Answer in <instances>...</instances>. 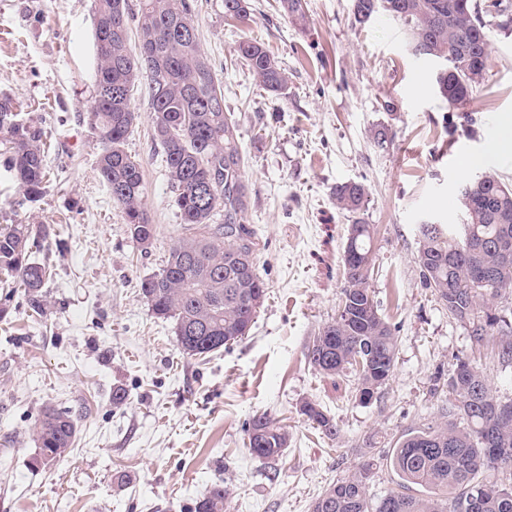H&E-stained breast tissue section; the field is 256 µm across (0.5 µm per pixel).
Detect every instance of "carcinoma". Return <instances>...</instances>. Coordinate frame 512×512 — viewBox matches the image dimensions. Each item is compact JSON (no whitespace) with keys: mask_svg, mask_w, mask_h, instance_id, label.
Returning a JSON list of instances; mask_svg holds the SVG:
<instances>
[{"mask_svg":"<svg viewBox=\"0 0 512 512\" xmlns=\"http://www.w3.org/2000/svg\"><path fill=\"white\" fill-rule=\"evenodd\" d=\"M118 0H93L97 90L87 123L101 144L97 167L124 213L133 242L147 251L156 237L142 203L141 164L125 151L137 121L130 103L115 95L142 79L147 81L153 138L166 157L173 202L185 236L174 243L160 271L141 283L153 314L175 323L178 345L189 357H202L248 335L257 309L255 296H266L256 272L255 232L243 224L249 193L238 126L226 112L214 111L209 99L222 94L210 60L181 28L193 23L189 0H140L137 44L118 38L112 29ZM354 19L364 23L386 14L405 27L412 54L440 63L435 82L448 105L462 110L484 80L490 44L489 19L508 13L503 0H353ZM251 0H224V14L249 19ZM264 89L283 95L288 76L258 42L242 40L235 48ZM9 99L0 100V140L9 144L7 167L25 197L43 195L47 170L41 128L17 120ZM212 185L205 200L197 188ZM481 189L480 201L463 204L464 224L427 223L419 228V264L430 288L452 317L465 313L482 325L476 345L497 337L498 363L512 366V310L499 301L512 293V262L500 261L496 243L512 248V185L493 175L470 181ZM336 205L350 213L365 208L368 188L345 183L334 190ZM356 235L345 247L358 267H374L369 224L352 225ZM48 238L40 224H11L0 229V275L24 287L30 308L43 312V288L51 270L31 259L35 244ZM488 247L478 261L492 273L486 283L471 279L469 243ZM339 318L324 325L309 347L310 363L327 377L352 370L356 387L380 388L392 376L397 337L371 295L369 278L344 280ZM445 394L437 420L405 429L390 450L369 438L356 469L336 478L312 500L309 512H512V398L499 396L469 358H459L447 379L436 378L433 394ZM301 412L329 438L338 436L333 418L312 402ZM81 415L71 410H44L32 433L37 453L53 460L69 453ZM247 446L258 458L274 460L288 447V431L265 415L247 429ZM389 467L398 489L377 501L368 494L374 467ZM229 490L210 486L194 512H225Z\"/></svg>","mask_w":512,"mask_h":512,"instance_id":"cac0c4a2","label":"carcinoma"}]
</instances>
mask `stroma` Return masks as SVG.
I'll use <instances>...</instances> for the list:
<instances>
[{
    "instance_id": "1",
    "label": "stroma",
    "mask_w": 512,
    "mask_h": 512,
    "mask_svg": "<svg viewBox=\"0 0 512 512\" xmlns=\"http://www.w3.org/2000/svg\"><path fill=\"white\" fill-rule=\"evenodd\" d=\"M92 4L0 0V98L42 128L50 172L31 202L0 158V227L45 225L50 237L31 258L52 270L40 315L22 288L0 285V512H194L219 481L227 512H308L359 463L369 436L391 441L433 421L434 378L457 358L512 394V370L449 319L418 261L420 224L464 223L466 182L486 172L512 185V157L495 148L512 132V28L493 29L485 79L462 113L440 96L434 63L411 53L404 26L384 14L356 24L352 0H304L301 22L279 0H251L244 23L225 18L224 0H197L199 49L240 133L244 222L267 288L249 335L202 359L182 354L173 322L152 313L140 288L183 235L145 83L132 92L138 119L125 148L142 165L157 227L148 252L97 172L101 146L86 120L96 94ZM244 39L280 62L286 94L263 89L237 57ZM382 127L393 134L384 148L373 139ZM478 156L483 164L465 166ZM344 182L369 189L358 214L336 205ZM357 220L374 229L371 294L398 338L394 373L367 405L352 375L325 377L307 357L338 312L342 249ZM117 386L127 392L119 407ZM306 401L335 419L337 439L301 414ZM48 408L82 419L70 453L36 467L31 428ZM262 413L288 430L276 461L247 447Z\"/></svg>"
}]
</instances>
